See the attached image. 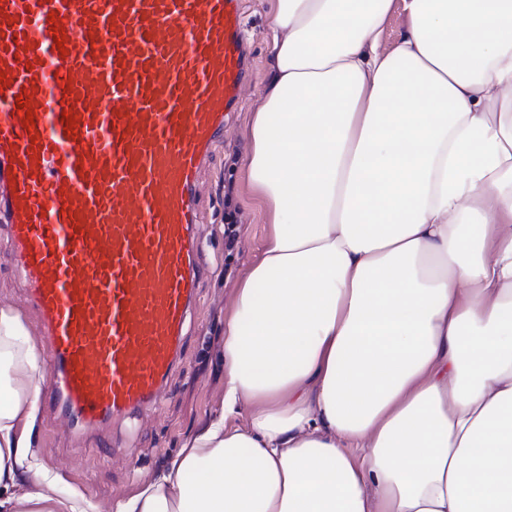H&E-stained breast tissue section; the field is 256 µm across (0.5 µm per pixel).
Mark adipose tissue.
Returning <instances> with one entry per match:
<instances>
[{
    "label": "adipose tissue",
    "instance_id": "1",
    "mask_svg": "<svg viewBox=\"0 0 512 512\" xmlns=\"http://www.w3.org/2000/svg\"><path fill=\"white\" fill-rule=\"evenodd\" d=\"M269 31L224 402L114 512H512V0H272ZM44 371L0 309V512H83L16 490Z\"/></svg>",
    "mask_w": 512,
    "mask_h": 512
}]
</instances>
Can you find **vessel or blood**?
I'll use <instances>...</instances> for the list:
<instances>
[{
    "mask_svg": "<svg viewBox=\"0 0 512 512\" xmlns=\"http://www.w3.org/2000/svg\"><path fill=\"white\" fill-rule=\"evenodd\" d=\"M244 68L239 0H0V223L45 331L41 397L83 429L156 408L177 364L198 176Z\"/></svg>",
    "mask_w": 512,
    "mask_h": 512,
    "instance_id": "obj_1",
    "label": "vessel or blood"
}]
</instances>
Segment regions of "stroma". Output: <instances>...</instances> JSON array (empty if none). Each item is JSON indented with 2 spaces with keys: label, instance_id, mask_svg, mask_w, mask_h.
Listing matches in <instances>:
<instances>
[{
  "label": "stroma",
  "instance_id": "stroma-1",
  "mask_svg": "<svg viewBox=\"0 0 512 512\" xmlns=\"http://www.w3.org/2000/svg\"><path fill=\"white\" fill-rule=\"evenodd\" d=\"M249 59L240 107L226 116L224 141L200 174L198 213L205 273L198 285L191 331L182 359L168 379L157 409L100 427L95 439H77L58 411L38 406L30 455L60 493H78L86 512H109L113 501L138 492L164 471L183 444L200 429L224 397V319L251 265L262 255L269 231L264 211L245 191V132L269 69L270 0H242ZM237 207L238 237L224 242V199ZM17 310L35 345L41 325L28 304L7 237L0 231V309ZM117 454H107V446Z\"/></svg>",
  "mask_w": 512,
  "mask_h": 512
}]
</instances>
